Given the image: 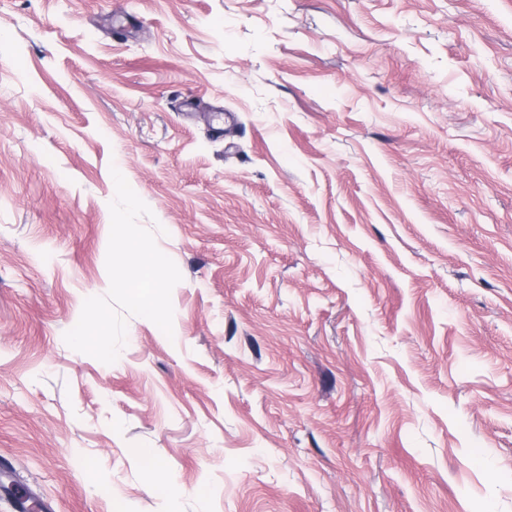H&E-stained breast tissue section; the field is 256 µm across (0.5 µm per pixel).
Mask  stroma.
Here are the masks:
<instances>
[{
	"instance_id": "1",
	"label": "stroma",
	"mask_w": 512,
	"mask_h": 512,
	"mask_svg": "<svg viewBox=\"0 0 512 512\" xmlns=\"http://www.w3.org/2000/svg\"><path fill=\"white\" fill-rule=\"evenodd\" d=\"M115 169L182 279L105 364ZM0 467V512H512V0H0ZM135 452L149 474L151 482L156 490H159L162 493H173L174 488L170 485L164 469L157 462L152 452L146 448H138Z\"/></svg>"
}]
</instances>
